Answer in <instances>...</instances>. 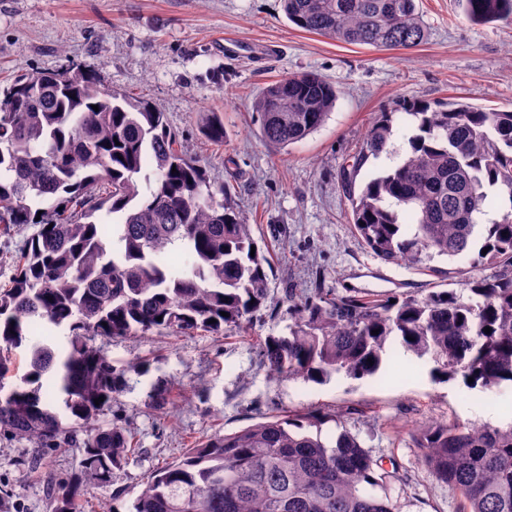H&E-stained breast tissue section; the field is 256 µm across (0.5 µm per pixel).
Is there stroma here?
<instances>
[{"label":"stroma","mask_w":512,"mask_h":512,"mask_svg":"<svg viewBox=\"0 0 512 512\" xmlns=\"http://www.w3.org/2000/svg\"><path fill=\"white\" fill-rule=\"evenodd\" d=\"M422 45L378 50L304 32L281 0H0V84L72 65L165 112L184 149L210 180L229 186L270 262L267 301L241 332L96 337L116 366L149 361L167 380V404L149 406L147 382L132 384L104 419L133 434L141 452L111 485L92 489L83 512H126L156 467L214 434L260 417L321 411L340 416L365 445L394 455L408 473L404 512H459L460 498L418 463L411 428L419 421L512 423V387L494 395L461 380L432 379L431 360L396 353L379 374H342L322 384L276 379L260 344L289 322L288 296L325 288L382 296L460 290L487 267L464 258L409 267L377 258L349 222L339 177L380 113L405 102L453 97L512 109V16L469 21L460 0H419ZM312 73L339 92L325 124L275 151L249 109L258 91L288 74ZM224 118V142L201 130ZM453 268V278L442 276ZM80 446L37 456L23 439H0V488L11 512H49L53 479L77 469Z\"/></svg>","instance_id":"35a3bbf8"}]
</instances>
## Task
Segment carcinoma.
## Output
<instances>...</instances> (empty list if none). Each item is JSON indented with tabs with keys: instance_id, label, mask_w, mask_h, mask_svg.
<instances>
[{
	"instance_id": "obj_1",
	"label": "carcinoma",
	"mask_w": 512,
	"mask_h": 512,
	"mask_svg": "<svg viewBox=\"0 0 512 512\" xmlns=\"http://www.w3.org/2000/svg\"><path fill=\"white\" fill-rule=\"evenodd\" d=\"M282 2L296 27L341 43L410 49L427 40L418 0ZM465 6L476 23L512 16V0ZM337 98L320 77L291 75L267 84L250 108L261 140L281 150L322 127ZM407 115L409 151L394 168L357 184L369 158L387 151L391 112L352 156L343 185L350 223L385 262L463 257L479 241L477 260L494 272L466 280L465 297L288 296V333L260 348L281 379L372 377L398 344L430 358L434 378L491 391L512 384V110L454 99L414 103ZM204 134L224 142L218 113ZM496 198L501 219L482 223ZM108 219L111 238L102 231ZM21 224L37 230L0 284V383L14 391L13 403L0 400V433L60 448L85 430L81 468L50 494V512H79L92 486L112 483L139 453L127 430L100 417L129 388V373L151 371L144 361L115 367L92 338L240 329L268 298L269 262L224 184L207 179L165 113L84 69L23 74L0 89V228ZM49 326L64 331L66 352L43 342ZM21 347L30 359L20 375ZM47 375L72 422L44 395ZM147 397L164 408L161 379L149 382ZM331 422L339 432L323 433ZM412 432L421 466L459 495L460 512H512V424L420 421ZM404 485L397 462L365 447L338 416L273 415L152 471L127 512H403Z\"/></svg>"
}]
</instances>
